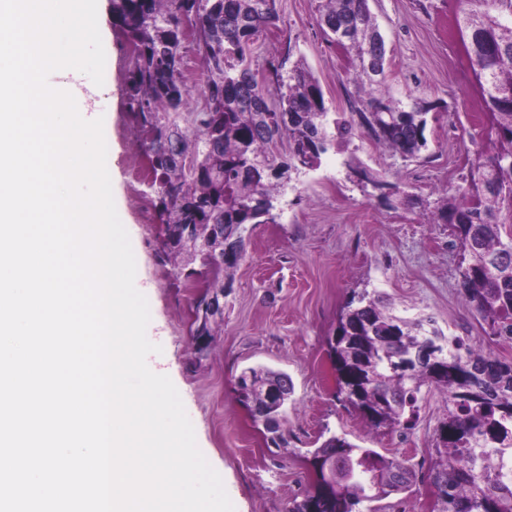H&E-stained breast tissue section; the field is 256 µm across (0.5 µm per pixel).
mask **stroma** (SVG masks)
Returning <instances> with one entry per match:
<instances>
[{
	"label": "stroma",
	"instance_id": "35a3bbf8",
	"mask_svg": "<svg viewBox=\"0 0 512 512\" xmlns=\"http://www.w3.org/2000/svg\"><path fill=\"white\" fill-rule=\"evenodd\" d=\"M319 0H278L279 20L255 43L258 81L266 60L305 57L327 106L349 109L350 63L328 46L318 24ZM387 48L386 86L399 99L439 101L429 117L428 148L402 160L370 138L354 139L361 160L384 181L425 201L454 188L473 159L468 138L480 129V99L460 42L461 0H369ZM98 28L109 80L101 88L113 198L136 259L137 289L146 296L148 339L162 348L150 360L177 388L196 442L220 474L235 512H288L311 484L307 455L325 431L346 436L385 456L400 454L417 471L409 492L381 500L382 512H438L434 485L437 428L446 399L424 392L419 418L407 433L371 431L335 398L336 373L326 339L353 294L363 291L393 303L398 315L433 317L444 333L488 344L479 319L464 304L458 256L444 224H429L396 195L362 189L349 179L343 156L323 155L321 166L281 200L274 224L250 225L245 252L224 274V313L214 336L194 333V303L205 279H175L160 259L163 225L148 185V162L124 101L130 49L112 23L110 0H97ZM267 366L290 377L293 393L283 427L288 445L268 442L240 402L237 378Z\"/></svg>",
	"mask_w": 512,
	"mask_h": 512
}]
</instances>
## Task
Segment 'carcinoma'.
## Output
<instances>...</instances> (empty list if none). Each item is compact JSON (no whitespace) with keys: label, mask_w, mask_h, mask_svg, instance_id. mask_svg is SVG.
<instances>
[{"label":"carcinoma","mask_w":512,"mask_h":512,"mask_svg":"<svg viewBox=\"0 0 512 512\" xmlns=\"http://www.w3.org/2000/svg\"><path fill=\"white\" fill-rule=\"evenodd\" d=\"M112 19L132 48L126 74L128 111L150 161L151 188L165 226L161 259L176 278L211 276L212 294L224 293V242L211 227L276 222L277 205L300 178L321 165L330 150H348L359 131L402 159L427 146L428 115L440 103H405L384 86L386 42L368 0H320L319 24L349 59L354 92L347 112H330L319 81L303 58L266 62L269 83L256 78L251 52L258 34L278 19L276 0H112ZM462 45L486 118V137L470 136L476 159L454 192L443 190L427 206L431 224L451 229L459 256L460 287L489 342H512V0H465L456 17ZM193 37L201 66L205 110L189 129L178 122L189 89L182 47ZM288 154L270 149L274 138ZM363 187L386 182L350 159ZM216 319L196 302L194 335H213ZM336 371V398L373 430L414 428L422 389L445 393L437 433L435 475L445 474L438 512H512V360L448 336L428 315L398 316L391 304L368 293L342 308L327 339ZM436 353V368L418 363ZM239 393L255 420L286 443L278 415L285 400L269 401L267 387L285 374L249 368ZM335 456V475L313 480V489L288 512H361L365 502L407 490L416 474L404 460L388 458L332 434L308 458L310 468Z\"/></svg>","instance_id":"cac0c4a2"}]
</instances>
